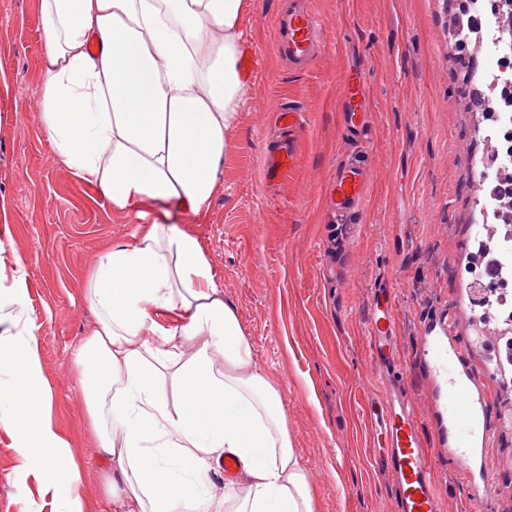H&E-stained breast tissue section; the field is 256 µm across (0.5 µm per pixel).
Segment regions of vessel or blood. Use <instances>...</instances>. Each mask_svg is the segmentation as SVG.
I'll use <instances>...</instances> for the list:
<instances>
[{
    "label": "vessel or blood",
    "mask_w": 512,
    "mask_h": 512,
    "mask_svg": "<svg viewBox=\"0 0 512 512\" xmlns=\"http://www.w3.org/2000/svg\"><path fill=\"white\" fill-rule=\"evenodd\" d=\"M276 53L294 69L314 67L325 49L322 22L310 0H288L271 23ZM343 126L364 134L373 115L356 96L342 102ZM297 160V146L288 139L264 153L268 176L287 179ZM370 180L368 165H337L329 186V204L337 215L359 214ZM372 355L395 385L376 400L380 434L387 450L386 473L396 493L397 512H442V495L431 471L440 457L456 465L472 495L473 512H493L484 491L494 476L487 450L503 420L512 416V379L499 370H476L472 354L497 357L489 337L476 348L464 345L448 307L427 309L419 322L414 361L409 370L394 368L398 338L395 291L378 282L368 305Z\"/></svg>",
    "instance_id": "1"
}]
</instances>
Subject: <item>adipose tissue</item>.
Here are the masks:
<instances>
[{"instance_id":"1","label":"adipose tissue","mask_w":512,"mask_h":512,"mask_svg":"<svg viewBox=\"0 0 512 512\" xmlns=\"http://www.w3.org/2000/svg\"><path fill=\"white\" fill-rule=\"evenodd\" d=\"M250 0H42L37 121L54 157L134 212L132 242L103 252L88 290L99 326L77 348L118 512H316L281 394L255 363L235 308L188 230L145 223L149 208L193 214L208 203L235 148L248 87L239 23ZM26 262L0 260V340L32 335ZM171 379L177 403L160 383ZM51 397L33 349L0 354V424L22 468L82 512L79 473L44 410ZM234 480L216 489L222 459Z\"/></svg>"}]
</instances>
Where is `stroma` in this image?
I'll return each mask as SVG.
<instances>
[{
	"label": "stroma",
	"mask_w": 512,
	"mask_h": 512,
	"mask_svg": "<svg viewBox=\"0 0 512 512\" xmlns=\"http://www.w3.org/2000/svg\"><path fill=\"white\" fill-rule=\"evenodd\" d=\"M282 5L253 0L242 15L257 65L237 148L200 214L173 221L199 238L255 362L277 386L319 512H394L368 413L379 389L368 303L375 282H394L397 358L410 365L419 316L451 295L452 261L478 221L470 179L486 146L464 101L486 61L474 48L448 53L443 0H313L330 49L300 73L274 51L269 22ZM43 49L41 0H0V225L12 232L1 248L26 260L37 324L29 344L51 387L52 423L77 459L83 512H113L75 348L97 327L90 271L105 246L131 242L137 220L55 161L36 121ZM354 69L373 114L366 150L346 138L336 110L341 79ZM286 101L306 123L296 133L298 168L280 181L268 178L262 157L283 136L275 117ZM361 153L372 180L334 256L327 188L337 163ZM13 443L0 425V512H57L56 495L20 469Z\"/></svg>",
	"instance_id": "obj_1"
}]
</instances>
